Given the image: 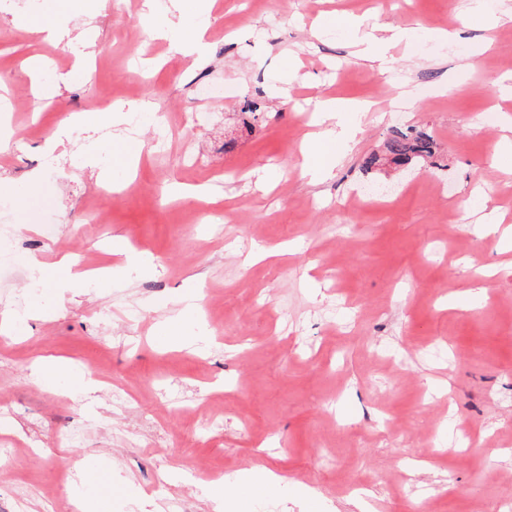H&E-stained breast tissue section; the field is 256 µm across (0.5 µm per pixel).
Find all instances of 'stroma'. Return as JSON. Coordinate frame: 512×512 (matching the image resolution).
<instances>
[{
  "instance_id": "obj_1",
  "label": "stroma",
  "mask_w": 512,
  "mask_h": 512,
  "mask_svg": "<svg viewBox=\"0 0 512 512\" xmlns=\"http://www.w3.org/2000/svg\"><path fill=\"white\" fill-rule=\"evenodd\" d=\"M492 29L471 0H217L209 59L173 51L141 0H60L56 16L0 0V200L13 224L0 254L15 271L0 310V512H76L77 463L103 467L104 512H213L204 484L223 483L230 512H356L354 477L376 512H488L512 500V275L474 287L477 270L512 261L485 235L479 203L491 186L512 222V155L496 157L488 111L512 74V0H488ZM510 21H503V14ZM61 19L70 37L33 40ZM407 26L380 73L347 27ZM91 71L72 75L83 42ZM43 55L31 77L25 60ZM478 56L476 68L463 59ZM220 82L224 98L200 85ZM369 101L337 146L330 175L301 174L310 118L328 98ZM137 108L138 135L113 123ZM94 112L78 126L75 114ZM200 112L212 119L197 124ZM431 135L435 152L408 167L368 170L395 129ZM58 131L67 137L48 150ZM393 183L392 200L350 202ZM205 187L204 200L173 187ZM110 212L92 220L95 203ZM57 236L41 241V225ZM140 258L126 264L107 243ZM291 245L277 262L245 263L255 248ZM82 253L111 279L68 286L59 260ZM37 257L43 315L24 257ZM341 272L337 295L324 271ZM202 293L212 335L197 352L164 332L177 299ZM59 358L98 383L85 395L35 367ZM72 430L81 438L68 443ZM273 471L278 489L240 497V475Z\"/></svg>"
}]
</instances>
